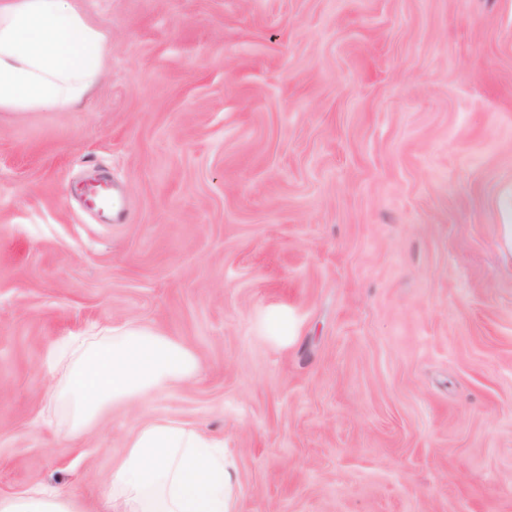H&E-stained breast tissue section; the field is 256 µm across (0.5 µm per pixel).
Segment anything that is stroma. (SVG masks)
<instances>
[{
	"label": "stroma",
	"instance_id": "1",
	"mask_svg": "<svg viewBox=\"0 0 512 512\" xmlns=\"http://www.w3.org/2000/svg\"><path fill=\"white\" fill-rule=\"evenodd\" d=\"M76 4L99 83L0 112V494L100 512L164 418L238 512H512V0ZM129 325L196 373L73 436L56 345ZM0 512H84L77 498L54 488L36 487L0 496Z\"/></svg>",
	"mask_w": 512,
	"mask_h": 512
}]
</instances>
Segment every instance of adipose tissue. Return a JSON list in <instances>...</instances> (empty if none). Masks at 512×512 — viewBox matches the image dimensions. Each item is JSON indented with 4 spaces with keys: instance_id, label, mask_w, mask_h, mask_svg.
<instances>
[{
    "instance_id": "obj_1",
    "label": "adipose tissue",
    "mask_w": 512,
    "mask_h": 512,
    "mask_svg": "<svg viewBox=\"0 0 512 512\" xmlns=\"http://www.w3.org/2000/svg\"><path fill=\"white\" fill-rule=\"evenodd\" d=\"M107 38L73 0H0V112L50 111L82 100L97 84ZM63 384L83 434L106 404L192 378L186 345L130 326L112 340L70 338ZM222 437L172 421L139 426L114 468L112 512H237ZM0 512H82L77 498L36 487L0 496Z\"/></svg>"
}]
</instances>
